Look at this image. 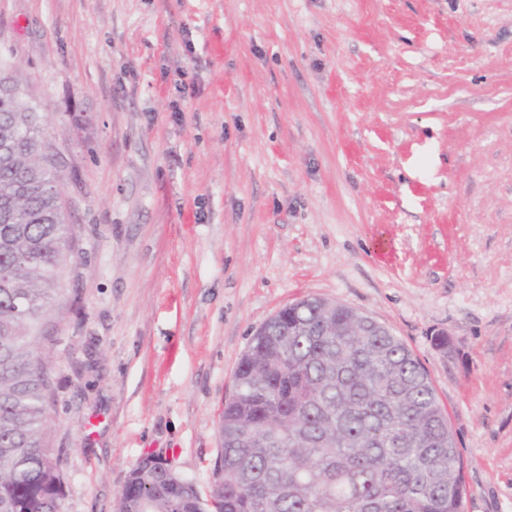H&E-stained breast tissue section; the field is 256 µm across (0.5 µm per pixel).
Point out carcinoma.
<instances>
[{
    "instance_id": "cac0c4a2",
    "label": "carcinoma",
    "mask_w": 512,
    "mask_h": 512,
    "mask_svg": "<svg viewBox=\"0 0 512 512\" xmlns=\"http://www.w3.org/2000/svg\"><path fill=\"white\" fill-rule=\"evenodd\" d=\"M41 116L0 84V512H62L44 345L71 225L35 150ZM224 401L208 497L135 467L115 512H462L464 460L428 372L393 332L338 303L271 317Z\"/></svg>"
}]
</instances>
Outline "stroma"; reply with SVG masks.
I'll use <instances>...</instances> for the list:
<instances>
[{
    "label": "stroma",
    "mask_w": 512,
    "mask_h": 512,
    "mask_svg": "<svg viewBox=\"0 0 512 512\" xmlns=\"http://www.w3.org/2000/svg\"><path fill=\"white\" fill-rule=\"evenodd\" d=\"M0 72L75 234L63 512H114L147 457L208 493L241 356L311 296L408 346L464 512H512V0H0Z\"/></svg>",
    "instance_id": "1"
}]
</instances>
